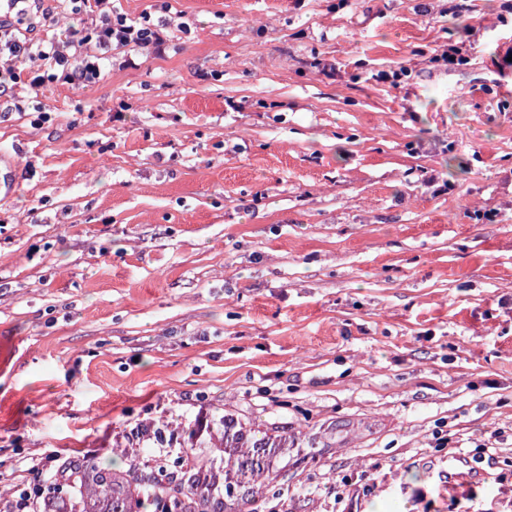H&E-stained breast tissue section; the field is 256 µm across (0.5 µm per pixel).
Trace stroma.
<instances>
[{"mask_svg": "<svg viewBox=\"0 0 512 512\" xmlns=\"http://www.w3.org/2000/svg\"><path fill=\"white\" fill-rule=\"evenodd\" d=\"M116 7L165 51L44 118L0 96V512L41 458L169 464L226 413L298 438L286 512L497 499L467 463L512 442V0Z\"/></svg>", "mask_w": 512, "mask_h": 512, "instance_id": "obj_1", "label": "stroma"}]
</instances>
